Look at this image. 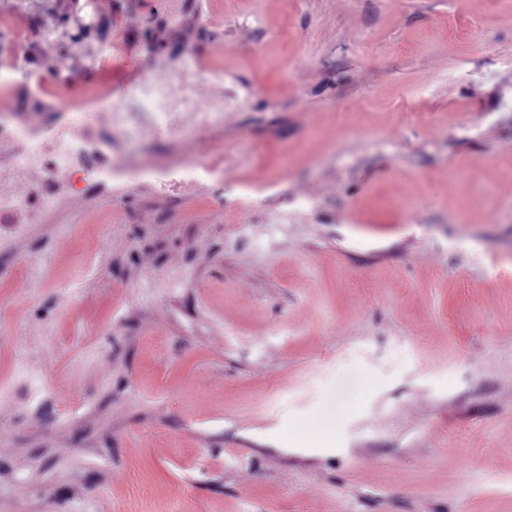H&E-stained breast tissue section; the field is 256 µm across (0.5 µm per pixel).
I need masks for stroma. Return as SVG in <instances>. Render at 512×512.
Segmentation results:
<instances>
[{"mask_svg":"<svg viewBox=\"0 0 512 512\" xmlns=\"http://www.w3.org/2000/svg\"><path fill=\"white\" fill-rule=\"evenodd\" d=\"M95 3L0 0L50 95L228 106L0 223V512H512V0ZM157 191L167 193L176 183L206 178L213 184L224 186V166L202 160L183 162L177 166L165 167L152 174Z\"/></svg>","mask_w":512,"mask_h":512,"instance_id":"obj_1","label":"stroma"}]
</instances>
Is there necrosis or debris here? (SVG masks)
<instances>
[{"mask_svg":"<svg viewBox=\"0 0 512 512\" xmlns=\"http://www.w3.org/2000/svg\"><path fill=\"white\" fill-rule=\"evenodd\" d=\"M0 30L11 34L18 51L17 62L0 67V85L7 86L16 78H24L37 93L32 101L33 109L57 111L58 102L41 94L49 81L48 75L29 66L35 54L34 47L10 22H1ZM201 77V70L192 60L185 61L166 77L145 75L132 88L126 102L112 104L110 116L113 127L130 143L149 146L184 138L186 130L182 115L186 112L194 113L198 126H221L227 103L220 97L206 106H199L193 89ZM96 108V102H88L82 107L76 122L48 123L37 130L28 124L24 113H0V141H11L18 146L15 166L39 168L46 174L41 184L23 195L14 189L11 180L0 178V216L22 208L26 211L28 223L36 224L56 204L64 190L80 188L87 192L93 190L95 183L119 178V171L108 166L106 143L90 131ZM60 170L74 175V182L65 187L58 184L54 174ZM152 178L155 188L162 193L169 192L175 184L200 178L220 185L224 182V167L218 163L193 160L156 170Z\"/></svg>","mask_w":512,"mask_h":512,"instance_id":"obj_1","label":"necrosis or debris"}]
</instances>
